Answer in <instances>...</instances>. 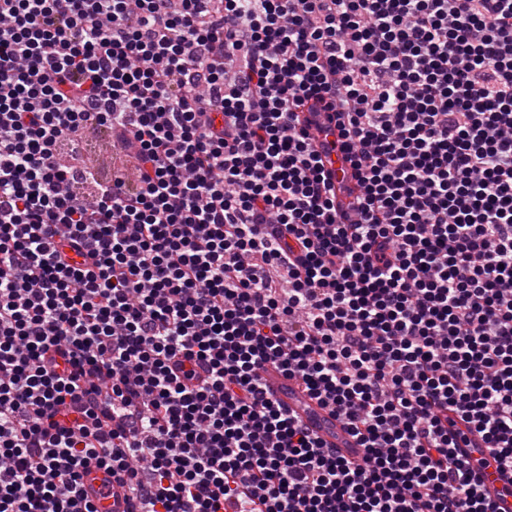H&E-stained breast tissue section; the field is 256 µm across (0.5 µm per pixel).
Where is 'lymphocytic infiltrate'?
<instances>
[{
    "instance_id": "1",
    "label": "lymphocytic infiltrate",
    "mask_w": 512,
    "mask_h": 512,
    "mask_svg": "<svg viewBox=\"0 0 512 512\" xmlns=\"http://www.w3.org/2000/svg\"><path fill=\"white\" fill-rule=\"evenodd\" d=\"M90 124L134 189L73 193L60 146ZM269 363L362 463L267 397ZM492 463L512 0H0V512H97L94 469L130 512H494ZM313 133L317 147L326 156L325 169L331 173L335 182L336 178L343 179L349 168L344 163L342 154L335 147L336 136L319 129H313ZM263 381L270 396L284 409L295 413L301 421L331 449L337 457L360 463L364 448H359L348 432L343 417L331 405L316 398L306 386L295 378L287 377L280 368L269 365ZM108 481L112 483V496H101L99 489ZM85 489L98 512H126L124 489L119 475L109 476L102 470H92L85 478Z\"/></svg>"
}]
</instances>
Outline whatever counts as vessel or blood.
I'll use <instances>...</instances> for the list:
<instances>
[{
  "label": "vessel or blood",
  "instance_id": "1",
  "mask_svg": "<svg viewBox=\"0 0 512 512\" xmlns=\"http://www.w3.org/2000/svg\"><path fill=\"white\" fill-rule=\"evenodd\" d=\"M316 145L326 157L325 168L332 177L344 178L348 171L342 155L336 148V137L322 130L314 132ZM263 381L270 396L288 412L297 414L326 448L337 457L351 462H362L364 451L350 435L343 417L331 405L316 398L297 379L286 376L280 368L271 365L263 373ZM481 488L496 505L498 512H512V470L496 468L483 470ZM85 489L97 512H127L120 476H108L92 470L85 479Z\"/></svg>",
  "mask_w": 512,
  "mask_h": 512
}]
</instances>
